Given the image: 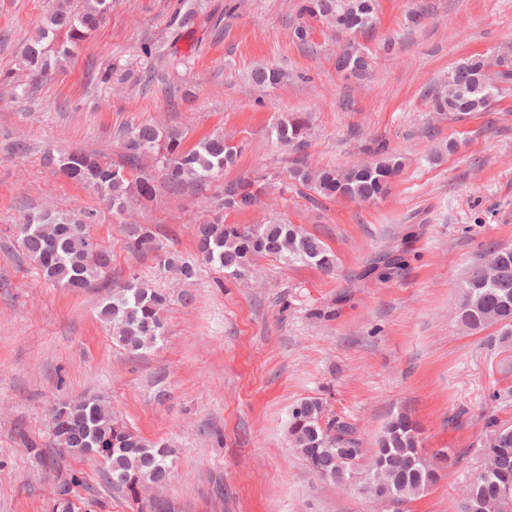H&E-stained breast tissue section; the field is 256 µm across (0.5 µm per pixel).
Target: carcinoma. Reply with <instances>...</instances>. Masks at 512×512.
Wrapping results in <instances>:
<instances>
[{"label": "carcinoma", "mask_w": 512, "mask_h": 512, "mask_svg": "<svg viewBox=\"0 0 512 512\" xmlns=\"http://www.w3.org/2000/svg\"><path fill=\"white\" fill-rule=\"evenodd\" d=\"M110 0H52L45 24L27 44L22 65L33 80L49 76L69 59L73 49L86 41L106 18ZM198 0H183L172 19V29L181 33L195 15ZM377 0H298L293 37L314 50L311 23L318 22L338 34L365 32L376 24ZM336 69L362 77L370 70V57L348 42L336 54ZM450 80L432 95V108L461 120L474 112L488 111L495 95L512 85V47L493 55L475 54L459 60ZM283 79L281 70L261 67L251 80L273 87ZM307 121L295 116L275 128L278 143L299 149L305 143ZM185 134L163 130L150 121L141 122L122 137V166L115 167L95 154L75 150L43 154V165L68 179L92 188L106 200L116 216L124 215L134 197L149 199L157 181L177 190L185 185L206 189L232 165L238 149L214 134L183 146ZM378 158L346 168L313 169L300 163L290 177L325 198L370 202L389 191L400 172L396 156L377 145ZM266 186L260 178H244L224 184L220 209L240 211L261 202ZM92 214L69 215L53 207L28 214L16 226V241L23 257L47 283L80 292L109 280L112 250L90 233ZM126 250L137 256L153 255L159 266L175 270L186 280L197 273V263L219 268L234 277H244L258 257L272 256L313 265L324 272L334 268L332 251L316 236L284 221L266 224H226L218 216L195 227L196 259L189 260L166 248L150 224H132L127 229ZM494 258L474 261L462 280L456 316L472 333L498 326L512 331V248L497 247ZM169 296L144 281L137 273L113 283L112 295L102 304L99 316L112 328L113 339L130 355L139 356L165 332L164 312ZM53 446L45 448L30 438L23 426L15 429L18 441L37 464L52 474L55 491L48 512H81L77 488L87 486L69 462L72 456L102 463V481L121 493L136 512H174L164 499H146L143 491L164 485L170 478L171 449L165 443L149 442L118 419L99 397L80 396L57 403L50 412ZM486 435L478 451L489 461L463 492L460 512H502L498 487H512V425L494 418L485 422ZM291 443L308 467L321 479L336 483V460L341 449L367 461L370 496L394 497L401 505L422 495L440 473L458 463V458L440 461L418 454L419 432L406 414L384 426L373 452L361 447L350 423L326 413L322 401L306 398L289 414Z\"/></svg>", "instance_id": "carcinoma-1"}]
</instances>
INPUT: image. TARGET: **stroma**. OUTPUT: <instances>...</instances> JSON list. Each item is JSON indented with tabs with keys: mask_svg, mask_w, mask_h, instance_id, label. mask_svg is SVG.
I'll use <instances>...</instances> for the list:
<instances>
[{
	"mask_svg": "<svg viewBox=\"0 0 512 512\" xmlns=\"http://www.w3.org/2000/svg\"><path fill=\"white\" fill-rule=\"evenodd\" d=\"M418 2L377 0L375 29L356 38L372 54L361 81L337 71L338 45L321 25L310 34L316 53L293 40L296 0H201L176 40L180 0H112L99 29L29 96L0 84V512H47L52 479L14 429L49 443L52 406L84 393L171 444L160 495L180 512H386L323 482L295 452L288 414L310 397L354 424L367 448L408 414L423 447L460 459L408 512H459L483 465L486 417L512 424V335L472 334L454 318L468 264L488 246L512 247V89L462 122L432 111L427 92L461 58L512 45V0H428L432 14L415 26L407 15ZM49 5L0 0V73L16 83L28 82L21 51ZM147 45L166 58L162 80L145 89ZM259 65L280 67L285 81L254 87L246 75ZM107 68L112 81L100 83ZM294 115L309 125L300 153L272 133ZM147 119L181 129L185 145L221 133L240 152L206 191L158 186L123 219L41 162L47 150L83 149L121 163L122 132ZM16 140L31 148L21 166L8 150ZM378 141L403 163L383 199L315 198L288 175L300 154L314 167L370 161ZM244 177L263 178L267 194L227 222L300 225L334 252L332 272L261 257L242 280L203 266L184 282L124 249L127 225L149 224L193 257L192 224L212 219L225 183ZM47 206L94 213L113 279L136 270L169 293L165 334L141 356L101 321L107 289L50 286L24 260L14 227ZM391 249L404 264L385 280L372 261Z\"/></svg>",
	"mask_w": 512,
	"mask_h": 512,
	"instance_id": "obj_1",
	"label": "stroma"
}]
</instances>
